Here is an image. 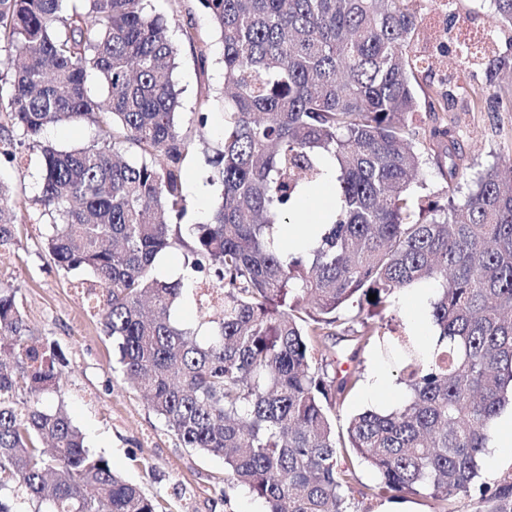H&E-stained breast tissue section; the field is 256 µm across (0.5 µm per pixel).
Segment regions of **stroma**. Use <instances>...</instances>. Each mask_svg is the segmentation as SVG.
Instances as JSON below:
<instances>
[{"instance_id": "1", "label": "stroma", "mask_w": 512, "mask_h": 512, "mask_svg": "<svg viewBox=\"0 0 512 512\" xmlns=\"http://www.w3.org/2000/svg\"><path fill=\"white\" fill-rule=\"evenodd\" d=\"M457 28L469 38L489 33L488 48L512 52V30L496 26L491 18L490 0H453ZM445 19L436 27L421 25L415 48L430 55L428 42L436 40ZM220 43H213L206 69H199L189 49H182L174 80L181 95L183 128H190L193 111L201 100H208L212 114L211 140L223 133L224 104L220 98L223 83ZM428 73L419 74L421 86L468 75L472 89L458 94L447 111L420 110L411 120L421 153L432 154L431 130L439 125L453 129L466 156L468 168L457 183L466 186L480 170L491 165L512 164V112L502 111L492 98L474 103L473 91L485 83L484 72L476 61L462 57L456 42H448L443 53L430 55ZM11 150L24 154L22 165L0 161V181L12 187L18 198L28 200L25 219L15 224V243L8 258L0 260V282L19 290L26 320L35 335L55 342L64 352L68 365L61 386L72 422L84 433L90 451L107 457L115 472L137 484L155 499L159 512H263L261 503L243 491L230 488L225 480L224 461L182 447L164 421L148 406L142 392L123 377L112 341L101 326L79 289L76 274L61 271L45 250L49 226L41 218L39 194V155L13 135ZM210 168L203 155H195L184 166V191L189 202L186 223L199 222L208 213L217 189L208 182ZM331 368L339 375L358 378L359 383L347 402L336 411L337 427H345L358 411L392 408L393 394L402 393L395 364L365 351L360 361L349 358L345 342H325ZM379 374L384 390L369 391L372 374Z\"/></svg>"}]
</instances>
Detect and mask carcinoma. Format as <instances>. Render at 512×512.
I'll return each instance as SVG.
<instances>
[{"instance_id":"cac0c4a2","label":"carcinoma","mask_w":512,"mask_h":512,"mask_svg":"<svg viewBox=\"0 0 512 512\" xmlns=\"http://www.w3.org/2000/svg\"><path fill=\"white\" fill-rule=\"evenodd\" d=\"M143 0H0V131H18L42 164L37 202L51 224L45 249L95 303L120 370L185 448L224 459L228 481L265 512H349L351 494L448 499L478 489L475 512H512V472L477 484L494 421L512 406V178L489 167L463 192L460 155L433 128L448 163V200L422 193L427 158L410 117L418 108L421 17L412 0H198L223 45L224 134L209 144L208 100L182 131L173 79L181 47L200 69L210 40L191 22L144 11ZM512 28V0H492ZM493 97L512 56L477 44ZM105 87L88 92L89 74ZM454 90L427 94L446 112ZM87 125L59 148L49 126ZM213 152L220 189L210 219L181 224L182 170ZM131 149L135 162L121 157ZM336 177L338 205L320 240L284 252L273 236L297 198ZM27 210L0 184V251ZM187 249L190 281H166L160 255ZM432 285L435 340L423 346L383 323L395 294ZM192 294L215 311L204 337L172 311ZM376 295L369 301V294ZM354 315L341 321L350 305ZM350 360L379 348L397 357L404 400L389 412L333 416L356 385L319 360L331 329ZM66 360L33 335L18 289L0 285V512H157L153 498L84 445L63 406ZM58 399L52 409L47 402ZM378 483L353 489L347 453Z\"/></svg>"}]
</instances>
